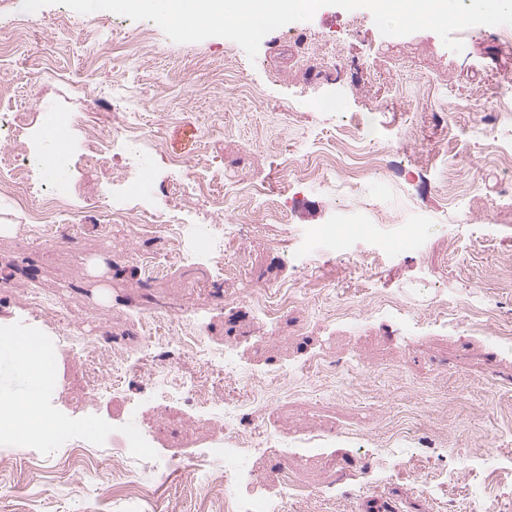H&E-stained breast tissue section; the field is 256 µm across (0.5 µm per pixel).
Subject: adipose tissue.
Masks as SVG:
<instances>
[{
  "mask_svg": "<svg viewBox=\"0 0 512 512\" xmlns=\"http://www.w3.org/2000/svg\"><path fill=\"white\" fill-rule=\"evenodd\" d=\"M14 368L18 386L0 391V431L18 438L47 437L59 423L43 408L47 394L44 380L48 375V356L42 346L31 344L8 356Z\"/></svg>",
  "mask_w": 512,
  "mask_h": 512,
  "instance_id": "obj_1",
  "label": "adipose tissue"
}]
</instances>
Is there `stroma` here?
Returning <instances> with one entry per match:
<instances>
[{"label": "stroma", "instance_id": "1", "mask_svg": "<svg viewBox=\"0 0 512 512\" xmlns=\"http://www.w3.org/2000/svg\"><path fill=\"white\" fill-rule=\"evenodd\" d=\"M22 4L0 0V27L19 37L0 58V110L28 112L45 134L50 112L109 126L112 105L99 86L129 97L148 144L125 190L170 210L193 248L196 200L181 195L179 183L216 190L224 170L239 168L264 191L224 200L223 221L239 236L223 252L193 251L151 282L138 255L165 251L167 233L134 220L113 223L111 175L85 182L80 131L69 127L62 179L31 172L44 189L71 188L53 223H35L18 197L0 195V220L17 227L0 236V278L10 281L0 287V328H24L29 291L59 295L65 320L94 317L85 342L109 333L137 363L128 382L148 395L153 365L142 349L143 320L183 317L201 326L211 349L235 350L241 364L226 377L184 350L180 372L223 393L260 428L289 440L324 439L321 456L296 462L305 493L289 500L287 512H448L452 502L466 512L467 484L455 475L460 459L512 461V348L491 342L494 331L512 327V222L488 208L507 175L500 151L512 141V115L495 133L471 138L477 115L465 106L477 98L496 108V85L512 80V55L498 48L502 27L459 31L464 50L455 53L434 32L386 36L368 10L325 6L266 34L251 60L231 40L179 44L153 22L113 12L49 5L30 25ZM352 17L359 28L345 27ZM330 35L348 46L337 67L325 46ZM395 46L408 51L398 70L384 61ZM41 59L60 77L35 98ZM403 126L410 138L398 151L391 136ZM320 224L354 226L364 249L422 224L427 244L396 258L368 257L357 268L324 259L300 269L293 254L306 228ZM258 287L291 288L301 301L269 323L248 298ZM374 296L423 317L418 335L402 336L390 310H372ZM443 296L492 308L493 319L475 330L432 321ZM340 300L352 310L346 327L336 318ZM323 352L340 368L283 377L285 367ZM45 407L70 428L42 440L36 459L13 456L16 440H0V485L14 489L0 496V512H224L222 492L200 500L179 474L154 502L118 490L125 476L113 457L146 476L156 468L125 447L126 429L152 422L158 442L170 446L181 441L180 422L148 404L79 411L61 392ZM116 416L124 424L117 431ZM427 483L433 495L423 493Z\"/></svg>", "mask_w": 512, "mask_h": 512}]
</instances>
